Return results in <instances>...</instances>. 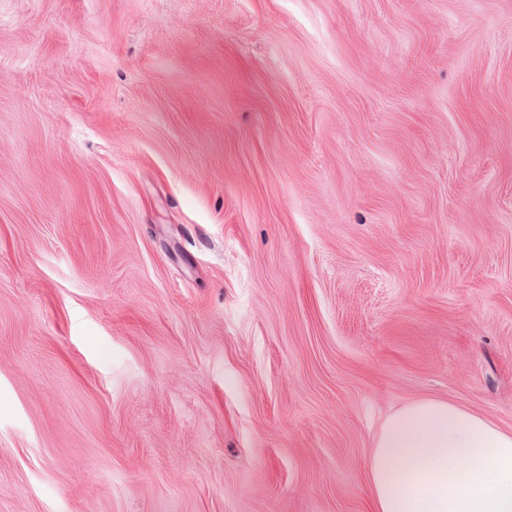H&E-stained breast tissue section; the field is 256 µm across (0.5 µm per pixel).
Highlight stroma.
Masks as SVG:
<instances>
[{"label":"stroma","instance_id":"stroma-1","mask_svg":"<svg viewBox=\"0 0 512 512\" xmlns=\"http://www.w3.org/2000/svg\"><path fill=\"white\" fill-rule=\"evenodd\" d=\"M512 430V0H0V512H367ZM366 478L370 512H512V431L418 400L381 425Z\"/></svg>","mask_w":512,"mask_h":512}]
</instances>
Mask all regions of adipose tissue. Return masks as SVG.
Here are the masks:
<instances>
[{"instance_id": "adipose-tissue-1", "label": "adipose tissue", "mask_w": 512, "mask_h": 512, "mask_svg": "<svg viewBox=\"0 0 512 512\" xmlns=\"http://www.w3.org/2000/svg\"><path fill=\"white\" fill-rule=\"evenodd\" d=\"M366 478L371 512H512V431L418 400L381 425Z\"/></svg>"}]
</instances>
